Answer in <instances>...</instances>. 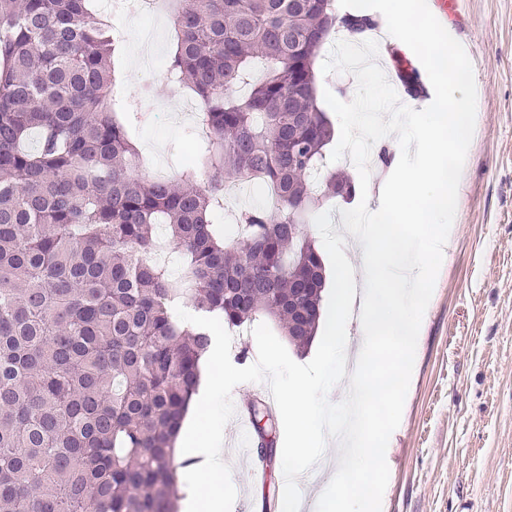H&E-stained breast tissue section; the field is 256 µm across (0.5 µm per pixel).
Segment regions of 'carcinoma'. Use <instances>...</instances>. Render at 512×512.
I'll use <instances>...</instances> for the list:
<instances>
[{
  "label": "carcinoma",
  "mask_w": 512,
  "mask_h": 512,
  "mask_svg": "<svg viewBox=\"0 0 512 512\" xmlns=\"http://www.w3.org/2000/svg\"><path fill=\"white\" fill-rule=\"evenodd\" d=\"M89 2L0 0V512H178L176 439L211 333L175 307L231 328L267 316L305 352L324 264L302 227L336 188L355 193L325 163L315 62L370 17L335 0H173L166 78L196 94L207 136L160 179L112 100L119 43ZM395 68L419 96L415 70ZM251 178L274 206L228 234L224 184ZM256 440L273 460L272 428Z\"/></svg>",
  "instance_id": "obj_1"
}]
</instances>
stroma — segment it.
Wrapping results in <instances>:
<instances>
[{"label": "stroma", "instance_id": "1", "mask_svg": "<svg viewBox=\"0 0 512 512\" xmlns=\"http://www.w3.org/2000/svg\"><path fill=\"white\" fill-rule=\"evenodd\" d=\"M458 24L471 45L477 89L475 130L459 186L456 229L423 316L399 427L388 444L382 512H512V0H467ZM152 35L158 62L169 57L168 13L151 24L124 20L115 57L124 96H148L153 125L130 126L150 170L175 176L193 147L197 100L145 73L129 48ZM395 136L377 141L368 208L377 210ZM237 498L232 512H276L284 484L274 461L261 481L238 453L224 455Z\"/></svg>", "mask_w": 512, "mask_h": 512}]
</instances>
